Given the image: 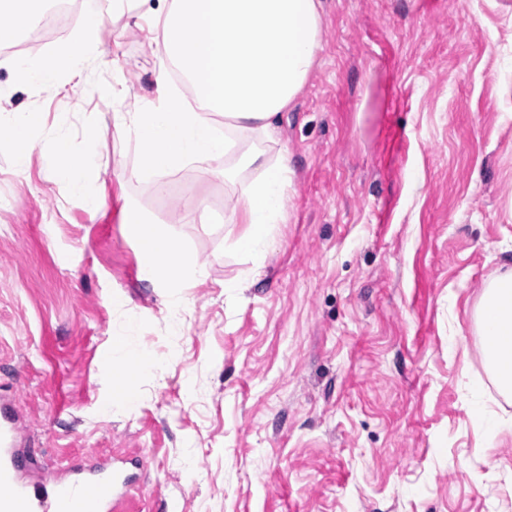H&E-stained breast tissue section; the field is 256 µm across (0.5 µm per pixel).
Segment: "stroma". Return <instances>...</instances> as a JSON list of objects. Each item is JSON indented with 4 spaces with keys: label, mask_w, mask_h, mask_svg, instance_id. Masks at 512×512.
I'll list each match as a JSON object with an SVG mask.
<instances>
[{
    "label": "stroma",
    "mask_w": 512,
    "mask_h": 512,
    "mask_svg": "<svg viewBox=\"0 0 512 512\" xmlns=\"http://www.w3.org/2000/svg\"><path fill=\"white\" fill-rule=\"evenodd\" d=\"M84 8L109 61L53 89L18 82L24 47L0 60L34 144L20 177L0 138V397L29 477L99 454L144 463L126 512H512V433L472 412L479 385L512 418L474 321L512 268V0H323L319 64L265 146L292 173L258 269L225 249L223 178L190 166L160 197L134 175L112 115L154 98L156 59L112 0ZM59 138L95 141L97 211L57 179ZM129 203L207 267L179 314L141 277ZM144 348L164 367L121 406L112 353Z\"/></svg>",
    "instance_id": "stroma-1"
}]
</instances>
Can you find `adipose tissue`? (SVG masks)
Segmentation results:
<instances>
[{"label": "adipose tissue", "mask_w": 512, "mask_h": 512, "mask_svg": "<svg viewBox=\"0 0 512 512\" xmlns=\"http://www.w3.org/2000/svg\"><path fill=\"white\" fill-rule=\"evenodd\" d=\"M147 0H113L115 13L140 26L153 22L147 37L158 63L156 99L136 112H116L113 123L135 144L138 170L156 193L168 191L166 177L197 163L215 174L225 162L230 185L238 170L259 175L242 192L225 190L224 221L241 225L234 251L262 266L274 243V227L286 223L290 186L287 152L269 160L257 150L274 140L277 123L302 93L323 49L321 0H163L144 14ZM37 0H0V47L26 42L36 25ZM105 20L96 12L84 19L80 47L63 45L49 56L29 53L17 62L28 85H55L61 73L82 71L107 51L98 34ZM58 176L73 193L96 162L95 152L74 158L66 140H56ZM125 222L135 241L145 280L167 290L171 312L182 306L183 289L203 283L206 270L190 259L181 243L151 218L128 206ZM484 360L497 390L512 394V270L485 285L476 310Z\"/></svg>", "instance_id": "adipose-tissue-1"}]
</instances>
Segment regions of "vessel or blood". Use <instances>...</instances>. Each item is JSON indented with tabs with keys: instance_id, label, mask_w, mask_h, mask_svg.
Instances as JSON below:
<instances>
[{
	"instance_id": "vessel-or-blood-1",
	"label": "vessel or blood",
	"mask_w": 512,
	"mask_h": 512,
	"mask_svg": "<svg viewBox=\"0 0 512 512\" xmlns=\"http://www.w3.org/2000/svg\"><path fill=\"white\" fill-rule=\"evenodd\" d=\"M20 425L10 401L0 399V512H120L121 477L111 467L71 470L40 489L21 473Z\"/></svg>"
}]
</instances>
